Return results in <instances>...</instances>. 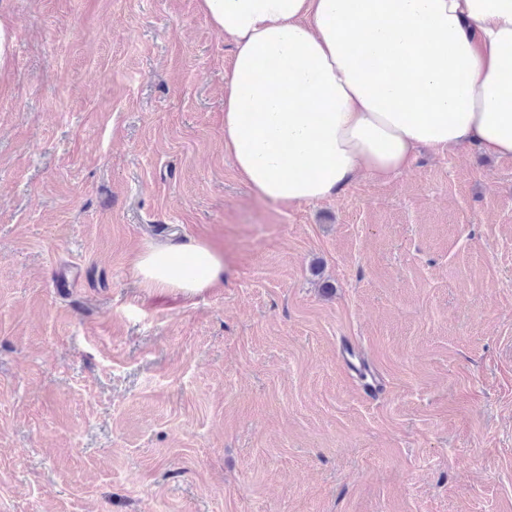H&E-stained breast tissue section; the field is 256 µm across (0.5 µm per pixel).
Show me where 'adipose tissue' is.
Here are the masks:
<instances>
[{"label":"adipose tissue","instance_id":"adipose-tissue-1","mask_svg":"<svg viewBox=\"0 0 512 512\" xmlns=\"http://www.w3.org/2000/svg\"><path fill=\"white\" fill-rule=\"evenodd\" d=\"M236 45L224 150L262 199L313 202L417 149L512 158V0H200ZM144 287L196 295L224 279L197 240L149 245Z\"/></svg>","mask_w":512,"mask_h":512}]
</instances>
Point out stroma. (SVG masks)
Masks as SVG:
<instances>
[{
	"mask_svg": "<svg viewBox=\"0 0 512 512\" xmlns=\"http://www.w3.org/2000/svg\"><path fill=\"white\" fill-rule=\"evenodd\" d=\"M0 17V512H512V158L273 203L224 151L235 47L198 0ZM189 239L223 282L142 288ZM136 269L145 288L196 295L224 280V256L197 240L151 244L138 256Z\"/></svg>",
	"mask_w": 512,
	"mask_h": 512,
	"instance_id": "stroma-1",
	"label": "stroma"
}]
</instances>
